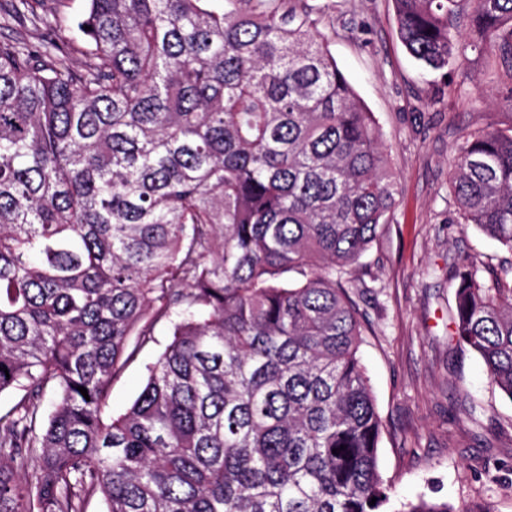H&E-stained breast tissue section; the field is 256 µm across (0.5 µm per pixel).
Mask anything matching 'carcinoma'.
I'll list each match as a JSON object with an SVG mask.
<instances>
[{
  "mask_svg": "<svg viewBox=\"0 0 512 512\" xmlns=\"http://www.w3.org/2000/svg\"><path fill=\"white\" fill-rule=\"evenodd\" d=\"M40 2L3 7L37 40L0 36V394L19 393L0 512H380L382 422L342 277L396 182L307 6ZM393 2L412 57L443 75L488 56L512 110V0ZM449 197L512 252V127L462 139ZM454 278L457 342L512 400V265L466 256ZM160 323L170 342L107 414ZM156 341L144 347L116 378L109 391V412L114 416L123 412L141 391L146 377V366L154 363L170 341L168 327L160 323L156 328Z\"/></svg>",
  "mask_w": 512,
  "mask_h": 512,
  "instance_id": "1",
  "label": "carcinoma"
}]
</instances>
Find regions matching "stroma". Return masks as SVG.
<instances>
[{"mask_svg":"<svg viewBox=\"0 0 512 512\" xmlns=\"http://www.w3.org/2000/svg\"><path fill=\"white\" fill-rule=\"evenodd\" d=\"M327 47L374 113L398 184L390 224L355 268L360 347L383 434L379 466L388 512L424 497L458 512H512V399L452 335L448 270L469 255L495 268L512 252L463 229L448 196L463 136L505 128L512 113L492 88L486 58L460 56L447 76L425 71L398 36L393 0H306ZM443 102H433L436 90ZM170 340L166 324L116 378L109 411L141 391L147 365Z\"/></svg>","mask_w":512,"mask_h":512,"instance_id":"35a3bbf8","label":"stroma"}]
</instances>
